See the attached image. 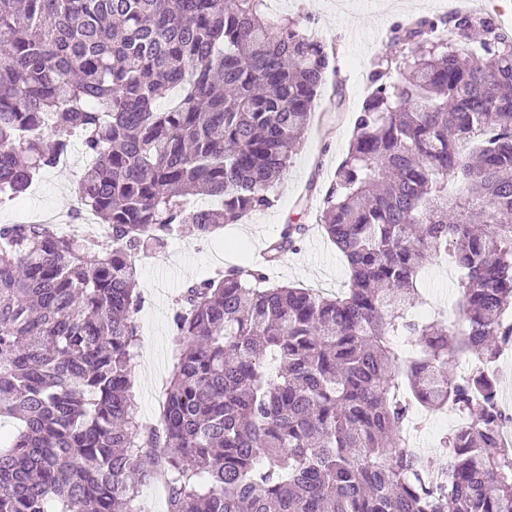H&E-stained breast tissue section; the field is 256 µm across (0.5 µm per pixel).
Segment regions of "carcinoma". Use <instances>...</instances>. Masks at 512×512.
I'll list each match as a JSON object with an SVG mask.
<instances>
[{"label": "carcinoma", "mask_w": 512, "mask_h": 512, "mask_svg": "<svg viewBox=\"0 0 512 512\" xmlns=\"http://www.w3.org/2000/svg\"><path fill=\"white\" fill-rule=\"evenodd\" d=\"M267 0H0V194L25 192L82 136L78 184L112 249L0 225V512H512V410L492 365L512 342V38L457 11L397 26L324 199L346 290L272 286L305 227L259 269L188 285L158 421L131 380L134 258L273 205L330 67ZM451 24L460 40H439ZM398 77L392 78L391 70ZM460 272L457 318L416 313L424 269ZM469 361L468 373L457 359ZM468 420L446 479L407 445L415 412ZM140 502L146 512H167L166 493L154 483L142 487Z\"/></svg>", "instance_id": "1"}]
</instances>
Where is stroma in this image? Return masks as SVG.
Instances as JSON below:
<instances>
[{
	"label": "stroma",
	"instance_id": "1",
	"mask_svg": "<svg viewBox=\"0 0 512 512\" xmlns=\"http://www.w3.org/2000/svg\"><path fill=\"white\" fill-rule=\"evenodd\" d=\"M281 16L310 23L331 57L305 138L292 158L287 178L273 192L271 208L219 228L211 238L191 227L177 230L156 259L138 263L137 283L144 305L136 314L140 343L133 360L139 415L156 422L166 398L174 365L173 308L186 285L258 259L290 224L308 231L298 250L285 252L268 272L275 285H296L328 294L343 291L349 278L341 255L323 235L319 215L345 157L356 112L367 94L371 65L379 57L395 61L412 46L395 41L393 22L429 15L428 0H268ZM84 167L43 171L24 193L0 199V224L29 223L41 214L67 206ZM459 272L445 262L429 266L420 290L435 310L451 316L458 310Z\"/></svg>",
	"mask_w": 512,
	"mask_h": 512
}]
</instances>
